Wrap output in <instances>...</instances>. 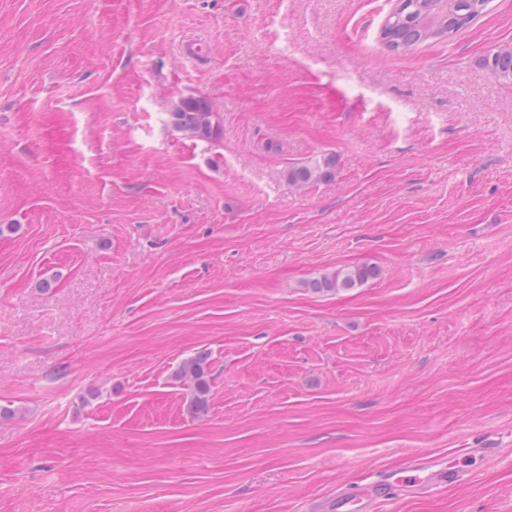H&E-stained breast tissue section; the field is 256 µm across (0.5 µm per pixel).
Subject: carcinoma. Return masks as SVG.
Wrapping results in <instances>:
<instances>
[{
	"mask_svg": "<svg viewBox=\"0 0 512 512\" xmlns=\"http://www.w3.org/2000/svg\"><path fill=\"white\" fill-rule=\"evenodd\" d=\"M487 10L486 0H399L395 10L385 19L379 41L391 51L409 52L418 46L435 43L468 27ZM479 63L496 79L512 84V45H495L479 59ZM173 127L200 140L220 137L221 121L209 98L187 96L179 99L170 112ZM333 161L323 164L298 165L288 170V183L295 187L311 186L333 177ZM378 275L374 266L338 268L304 283L313 293H336L357 288ZM211 361L199 353L183 360L174 373L192 390L189 411L199 415L206 411L210 388Z\"/></svg>",
	"mask_w": 512,
	"mask_h": 512,
	"instance_id": "carcinoma-1",
	"label": "carcinoma"
}]
</instances>
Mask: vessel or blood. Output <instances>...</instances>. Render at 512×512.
<instances>
[{"label": "vessel or blood", "instance_id": "vessel-or-blood-1", "mask_svg": "<svg viewBox=\"0 0 512 512\" xmlns=\"http://www.w3.org/2000/svg\"><path fill=\"white\" fill-rule=\"evenodd\" d=\"M469 469L429 453L414 455L404 468L379 472L369 489L337 494L328 503L329 512H378L380 502L396 493L420 495L467 482Z\"/></svg>", "mask_w": 512, "mask_h": 512}]
</instances>
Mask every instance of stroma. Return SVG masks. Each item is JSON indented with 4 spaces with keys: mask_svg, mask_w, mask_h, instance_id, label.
I'll use <instances>...</instances> for the list:
<instances>
[{
    "mask_svg": "<svg viewBox=\"0 0 512 512\" xmlns=\"http://www.w3.org/2000/svg\"><path fill=\"white\" fill-rule=\"evenodd\" d=\"M397 4L0 0V512H327L472 448L389 512H512V0L405 54ZM479 63L496 79L512 84V45H494ZM173 127L204 141H214L220 137L221 121L209 98L187 96L179 99L170 112ZM333 161L324 160L323 164L298 165L288 170V183L295 187L311 186L319 181L332 179ZM377 275L378 270L374 266L344 267L306 281L305 287L313 293H336L362 286ZM211 361L207 354L199 353L183 360L174 373L175 379L185 381L192 390L189 411L199 415L206 411V396L210 388ZM471 471L457 466L443 456L429 453L414 455L404 468L384 469L376 475L369 489L343 492L328 502L329 512H379L378 504L397 492L420 495L467 482Z\"/></svg>",
    "mask_w": 512,
    "mask_h": 512,
    "instance_id": "35a3bbf8",
    "label": "stroma"
}]
</instances>
